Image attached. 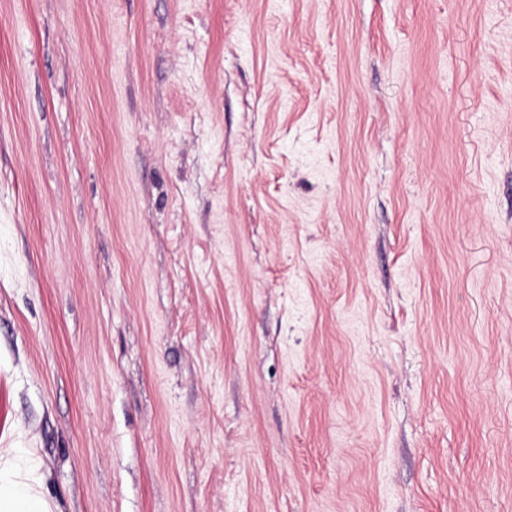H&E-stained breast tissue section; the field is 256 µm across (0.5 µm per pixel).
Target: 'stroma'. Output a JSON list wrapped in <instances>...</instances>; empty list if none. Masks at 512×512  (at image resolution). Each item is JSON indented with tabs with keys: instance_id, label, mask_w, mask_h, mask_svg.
Here are the masks:
<instances>
[{
	"instance_id": "1",
	"label": "stroma",
	"mask_w": 512,
	"mask_h": 512,
	"mask_svg": "<svg viewBox=\"0 0 512 512\" xmlns=\"http://www.w3.org/2000/svg\"><path fill=\"white\" fill-rule=\"evenodd\" d=\"M0 448L56 512H512V0H0Z\"/></svg>"
}]
</instances>
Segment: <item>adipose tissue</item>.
I'll return each instance as SVG.
<instances>
[{
    "label": "adipose tissue",
    "instance_id": "1",
    "mask_svg": "<svg viewBox=\"0 0 512 512\" xmlns=\"http://www.w3.org/2000/svg\"><path fill=\"white\" fill-rule=\"evenodd\" d=\"M0 512H52L34 451L0 452Z\"/></svg>",
    "mask_w": 512,
    "mask_h": 512
}]
</instances>
